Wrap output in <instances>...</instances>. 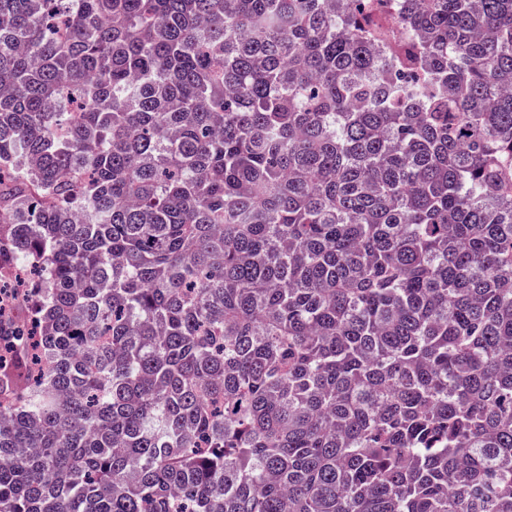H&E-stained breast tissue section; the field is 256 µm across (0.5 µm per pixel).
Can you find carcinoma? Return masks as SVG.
Wrapping results in <instances>:
<instances>
[{"mask_svg": "<svg viewBox=\"0 0 512 512\" xmlns=\"http://www.w3.org/2000/svg\"><path fill=\"white\" fill-rule=\"evenodd\" d=\"M0 512H512V0H0Z\"/></svg>", "mask_w": 512, "mask_h": 512, "instance_id": "obj_1", "label": "carcinoma"}]
</instances>
